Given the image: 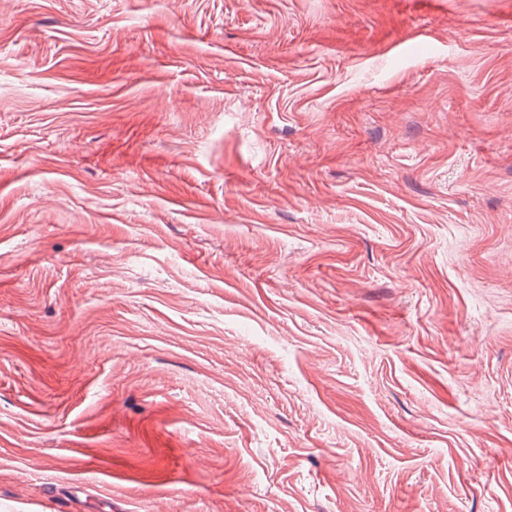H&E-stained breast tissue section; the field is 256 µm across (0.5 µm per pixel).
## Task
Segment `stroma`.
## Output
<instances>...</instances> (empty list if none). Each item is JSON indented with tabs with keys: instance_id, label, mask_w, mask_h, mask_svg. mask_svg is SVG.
Masks as SVG:
<instances>
[{
	"instance_id": "stroma-1",
	"label": "stroma",
	"mask_w": 512,
	"mask_h": 512,
	"mask_svg": "<svg viewBox=\"0 0 512 512\" xmlns=\"http://www.w3.org/2000/svg\"><path fill=\"white\" fill-rule=\"evenodd\" d=\"M0 512H512V0H0Z\"/></svg>"
}]
</instances>
